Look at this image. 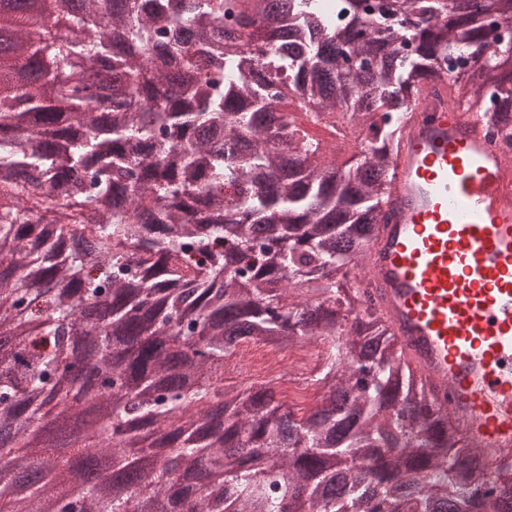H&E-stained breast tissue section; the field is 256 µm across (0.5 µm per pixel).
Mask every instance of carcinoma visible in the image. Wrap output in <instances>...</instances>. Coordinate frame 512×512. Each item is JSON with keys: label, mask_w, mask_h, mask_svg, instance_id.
<instances>
[{"label": "carcinoma", "mask_w": 512, "mask_h": 512, "mask_svg": "<svg viewBox=\"0 0 512 512\" xmlns=\"http://www.w3.org/2000/svg\"><path fill=\"white\" fill-rule=\"evenodd\" d=\"M105 2L50 0L60 42L15 18L0 58V485L34 475L10 512H512V462L487 473L367 271L404 118L449 61L470 60L453 107L490 98L512 136V40L445 0H342L337 26L322 0ZM93 64L112 88L89 92ZM298 341L323 345L316 410L224 389L241 343ZM91 385L111 409L91 442L34 445ZM90 448L148 465L86 484Z\"/></svg>", "instance_id": "1"}]
</instances>
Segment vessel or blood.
Here are the masks:
<instances>
[{"label": "vessel or blood", "instance_id": "b4317fda", "mask_svg": "<svg viewBox=\"0 0 512 512\" xmlns=\"http://www.w3.org/2000/svg\"><path fill=\"white\" fill-rule=\"evenodd\" d=\"M412 113L367 260L379 310L496 470L512 450V164L475 106Z\"/></svg>", "mask_w": 512, "mask_h": 512}]
</instances>
